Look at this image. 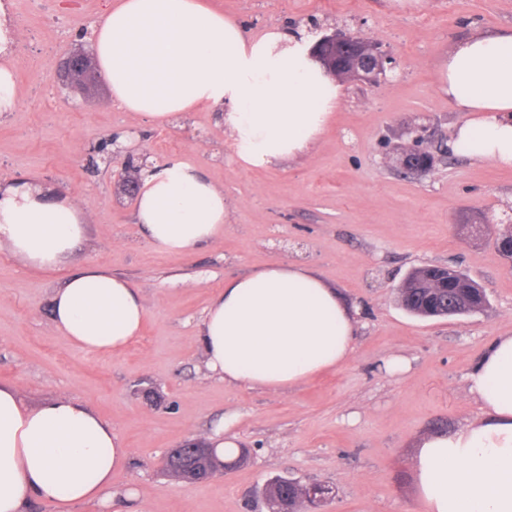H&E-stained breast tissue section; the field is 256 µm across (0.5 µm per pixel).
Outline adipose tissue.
Returning <instances> with one entry per match:
<instances>
[{
    "mask_svg": "<svg viewBox=\"0 0 512 512\" xmlns=\"http://www.w3.org/2000/svg\"><path fill=\"white\" fill-rule=\"evenodd\" d=\"M19 37L0 0V113L20 105ZM111 102L139 120L171 123L206 106L222 112L239 158L263 166L307 150L338 108L342 85L312 56L310 39L283 28L258 36L200 0H114L91 32ZM438 89L464 115L455 147L512 167V30L479 31L443 59ZM137 223L153 244L191 254L224 231V192L189 161L145 166ZM88 216L74 198L25 178L0 180V248L49 270L83 241ZM147 308L126 279L90 267L52 297L55 329L75 346L117 353L140 333ZM355 313L309 266L274 263L225 280L202 318L206 369L224 383L294 389L345 365ZM482 419L429 435L415 457L421 512H512V335L495 337L468 375ZM119 433L85 402L28 406L0 386V512L27 503L112 506V474L129 456Z\"/></svg>",
    "mask_w": 512,
    "mask_h": 512,
    "instance_id": "obj_1",
    "label": "adipose tissue"
}]
</instances>
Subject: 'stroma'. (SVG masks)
<instances>
[{
	"mask_svg": "<svg viewBox=\"0 0 512 512\" xmlns=\"http://www.w3.org/2000/svg\"><path fill=\"white\" fill-rule=\"evenodd\" d=\"M20 29L21 108L0 114V179L28 177L77 196L90 222L73 255L33 270L0 250V384L27 404L82 400L111 422L130 450L112 477V508L136 491L143 512H267L261 490L277 475L329 496L301 512H420L414 458L421 440L479 418L468 374L495 336L512 334V270L496 243L512 225V168L473 162L454 149L461 112L437 90V68L472 31L512 29V0H204L243 22L316 35L350 33L390 57L385 76L348 82L304 154L253 167L238 157L220 112L200 108L173 125L143 123L113 107L106 84L85 97L64 87L56 64L90 51L106 0H10ZM437 162L426 175L394 163L411 130ZM133 133L127 150L149 162L184 157L224 191V233L187 255L149 242L122 163L98 147ZM480 224V234L462 232ZM313 268L357 311L349 362L297 388L267 392L224 383L205 368L196 336L226 279L276 262ZM452 264L485 288L489 305L419 319L397 301L407 273ZM102 267L138 288L148 316L117 354L73 346L52 323L65 281ZM401 359L404 371L388 364ZM225 427L246 463L189 484L164 472L171 449Z\"/></svg>",
	"mask_w": 512,
	"mask_h": 512,
	"instance_id": "1",
	"label": "stroma"
}]
</instances>
